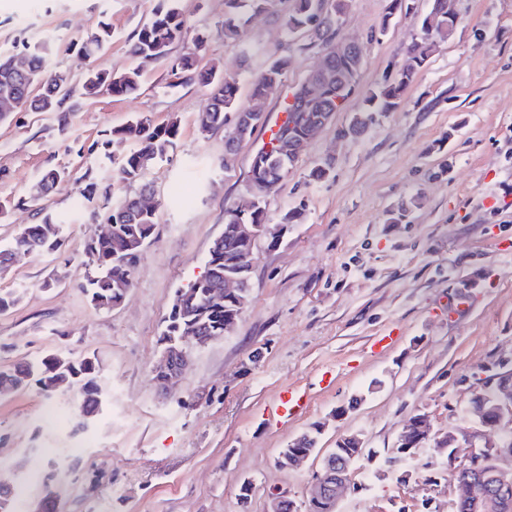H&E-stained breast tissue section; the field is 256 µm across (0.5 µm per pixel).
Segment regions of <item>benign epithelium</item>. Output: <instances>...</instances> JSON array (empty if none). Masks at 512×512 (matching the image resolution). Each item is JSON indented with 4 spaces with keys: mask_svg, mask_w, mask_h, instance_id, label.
Instances as JSON below:
<instances>
[{
    "mask_svg": "<svg viewBox=\"0 0 512 512\" xmlns=\"http://www.w3.org/2000/svg\"><path fill=\"white\" fill-rule=\"evenodd\" d=\"M359 40L352 38L330 44L323 52L325 61L309 71L305 77L308 84L321 85L336 82L344 86L353 85V80L345 78L339 69L333 66V60L344 52L358 47ZM290 101L301 107L308 118V136L291 146L288 144V125L280 130L277 143L283 158L302 156L306 146L318 132L332 121V115L320 111V106L308 98ZM232 228L237 237L250 243V249L238 260L237 266L224 272V289L227 295L235 294L241 286L243 274L253 268L255 263V244L262 237L276 245L280 241L282 225L234 224ZM220 292V293H222ZM215 293V296H220ZM213 340L211 336H192L172 345L162 352L155 366L157 383L166 386L179 378L187 369L185 348L189 345L203 346ZM495 385L488 396L469 406L468 414L473 429L451 428L444 432L433 431L424 414L415 416L400 433L396 450L386 460V466L393 471L400 468L407 459L416 455V446L421 441H430L433 447L448 458V469L454 475L458 488V497L453 506L465 504L469 512H512V501L488 490L492 485L501 491L512 489V443H501L494 436L512 427V355L496 360ZM363 441L356 434H349L336 441V448L330 456L336 458V466H328L317 473L311 486L305 507H314L319 512H338L337 506L342 489L349 480L353 464L361 456ZM313 453L310 437L301 435L289 443L288 454L280 455L278 463L289 460L297 466Z\"/></svg>",
    "mask_w": 512,
    "mask_h": 512,
    "instance_id": "obj_1",
    "label": "benign epithelium"
}]
</instances>
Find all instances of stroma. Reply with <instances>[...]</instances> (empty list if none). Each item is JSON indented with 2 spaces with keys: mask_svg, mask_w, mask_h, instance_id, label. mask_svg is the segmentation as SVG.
Returning <instances> with one entry per match:
<instances>
[{
  "mask_svg": "<svg viewBox=\"0 0 512 512\" xmlns=\"http://www.w3.org/2000/svg\"><path fill=\"white\" fill-rule=\"evenodd\" d=\"M158 0H0V51L21 40H51L48 64L80 81L88 69L141 73L132 96L84 100L67 133L53 115L15 112L0 122V249L10 247L40 213L58 218L64 240L52 255L21 254L0 275V292H19L0 313V370L56 352L96 357L111 400L95 423L76 430L78 388L45 396L35 385L0 395V480L12 483V512L41 497L48 464L69 470L53 512H267L271 492L304 503L324 456L357 433L341 512H448L457 487L446 465L421 449L410 481L382 475L384 460L408 418L427 414L434 430L467 427L465 410L493 386V362L512 352V0H459L454 36L416 75L397 108L360 138L340 139L364 91L393 76L416 37L419 14L379 23L388 0H351L339 36L358 37L364 64L357 91L308 144L296 167L264 195L267 221L305 205V220L285 226L277 245L260 240L251 291L235 327L188 351L190 367L159 387L154 366L175 293L205 270L224 231L226 208L245 191L252 158L267 142L281 105L321 61V47L289 38L282 25L289 0L252 20L237 41L224 38V0H182L187 36L163 60L130 57L132 36ZM112 41L86 57L74 44L98 21ZM209 35L195 48L197 32ZM196 51L200 66L218 65L250 101V81L281 55L293 65L265 104L267 126L221 166L224 132L201 133L197 118L209 90L176 85L172 67ZM176 121L173 148L146 174L157 225L141 249L132 288L109 310L84 295L90 219L72 183L38 196L40 175L54 167L80 177L94 165L88 147L105 130L136 115ZM333 167L314 182L325 158ZM27 207H17L21 198ZM416 199L405 221L390 218ZM56 285L44 289L46 279ZM466 313L448 315L449 299ZM393 343L376 351V337ZM336 376L319 384L325 371ZM295 385L309 411L277 424L264 415L278 393ZM360 396L348 408L352 396ZM345 415H338L340 406ZM321 425L315 453L301 466L277 458L289 441ZM251 482L248 501L240 487Z\"/></svg>",
  "mask_w": 512,
  "mask_h": 512,
  "instance_id": "stroma-1",
  "label": "stroma"
}]
</instances>
